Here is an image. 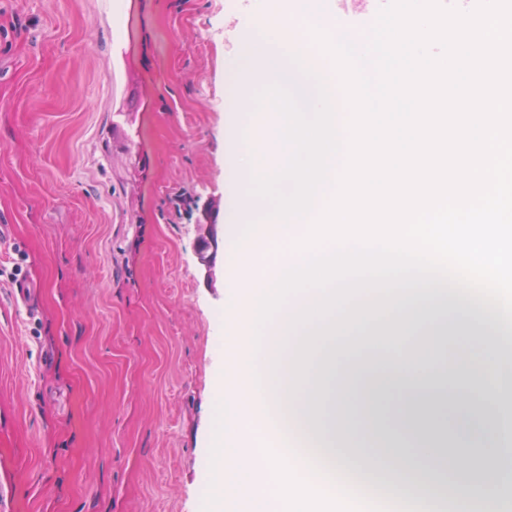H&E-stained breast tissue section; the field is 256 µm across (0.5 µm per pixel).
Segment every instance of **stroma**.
I'll return each instance as SVG.
<instances>
[{
  "mask_svg": "<svg viewBox=\"0 0 512 512\" xmlns=\"http://www.w3.org/2000/svg\"><path fill=\"white\" fill-rule=\"evenodd\" d=\"M262 2L0 0V512H203L233 272L195 250L245 188L224 103ZM327 7L367 38L359 0ZM355 334L310 412L339 448L371 345L434 358L448 326ZM203 238V244H198V262L204 268L205 280L212 287L217 280L216 257L221 240L217 225L205 224Z\"/></svg>",
  "mask_w": 512,
  "mask_h": 512,
  "instance_id": "1",
  "label": "stroma"
}]
</instances>
